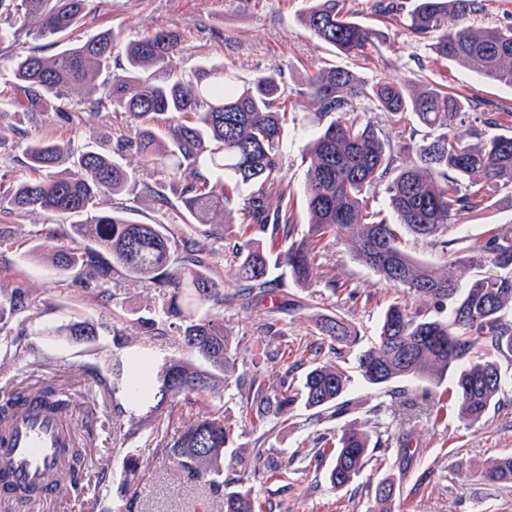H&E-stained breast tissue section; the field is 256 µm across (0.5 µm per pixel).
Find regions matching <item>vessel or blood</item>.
Masks as SVG:
<instances>
[{"label": "vessel or blood", "instance_id": "1", "mask_svg": "<svg viewBox=\"0 0 512 512\" xmlns=\"http://www.w3.org/2000/svg\"><path fill=\"white\" fill-rule=\"evenodd\" d=\"M7 437L0 443V462H7L9 486L36 488L52 498L66 494L58 483L73 438L56 415L38 403L11 416L4 424Z\"/></svg>", "mask_w": 512, "mask_h": 512}]
</instances>
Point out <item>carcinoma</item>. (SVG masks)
I'll return each mask as SVG.
<instances>
[{
    "label": "carcinoma",
    "instance_id": "obj_1",
    "mask_svg": "<svg viewBox=\"0 0 512 512\" xmlns=\"http://www.w3.org/2000/svg\"><path fill=\"white\" fill-rule=\"evenodd\" d=\"M309 2L301 24L337 55L361 54L377 38L374 30L345 16L342 0ZM95 10V0H0V14L17 17L25 28L36 25L38 38L63 43L49 57L33 52L11 61L0 84V116L13 109L44 112L47 96L53 95L67 98L71 122L81 116L78 107L88 105L105 117L122 112L130 124V133L120 134L113 151L95 145L75 150L54 137L31 139L29 174L0 189V213L38 211L68 223L63 234L46 230L49 244L37 245L39 255L61 281L99 289L105 308L112 303L107 284L116 276L168 293L166 322L205 367L173 356L156 381L130 388L131 403L152 399L156 422L173 399L227 382L235 371L224 323L199 315L206 305H224L223 280L212 273L218 250L165 224L132 222L121 209L99 210L100 197L124 193L135 171L168 178L201 223L215 213L242 214L232 273L250 289L273 287V266L288 268L297 285H310L318 275L315 250L331 237L381 282L430 302L433 315L399 304L386 309L377 338L357 358L366 385L415 380L438 386L450 374L457 415L472 425L512 395V375L501 367L503 359L512 362V225L493 229L479 245L457 234L465 216L487 204L483 187L512 194V130H497L498 112L411 79L368 83L343 66L319 69L308 80L307 96L322 129L308 145L302 195L309 222L298 239L290 208L272 210L267 203V190L280 184L287 123V113L275 108L284 94L279 76L264 72L244 81L219 64L201 65L187 79L169 70L181 44L173 29L129 42L125 63L114 70L112 31L69 42V34ZM481 10L482 0H415L409 29L433 38L438 57L512 87V25L476 30L467 19ZM450 15L461 21L451 30ZM150 70L155 76L147 75ZM478 109L480 129L467 125L469 113ZM370 112H382L397 125L415 120L440 133L421 143L401 135L394 140L377 128ZM381 185L396 224L367 209V195ZM258 231L270 235L267 253L253 238ZM403 231L437 247L444 267L406 252ZM457 267L479 274L463 284L454 276ZM487 267L498 274H481ZM6 301L12 316L32 304L22 288L10 290ZM319 332L336 343L359 341L358 332L334 312L321 318ZM351 385L342 367L317 365L301 392L281 380L250 414L259 422L281 418L301 400L309 409H330L340 417L350 410L345 394ZM32 397L23 387L0 393V422ZM38 397L50 410L69 414L66 398L49 392ZM235 428L219 406L177 439H160L159 446L188 479H202L224 497V512H257L252 490L224 489L221 459ZM379 446L368 430L340 429L329 448L332 487L359 476ZM83 464V449H71V462L59 477L79 484ZM479 477L512 483V455L489 462ZM394 493L390 480L375 487L377 512H391Z\"/></svg>",
    "mask_w": 512,
    "mask_h": 512
}]
</instances>
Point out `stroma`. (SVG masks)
Wrapping results in <instances>:
<instances>
[{
    "instance_id": "1",
    "label": "stroma",
    "mask_w": 512,
    "mask_h": 512,
    "mask_svg": "<svg viewBox=\"0 0 512 512\" xmlns=\"http://www.w3.org/2000/svg\"><path fill=\"white\" fill-rule=\"evenodd\" d=\"M372 3L344 2L351 18L380 34L363 54L348 58L335 56L302 27L300 16L307 0H98L96 11L74 37L80 40L109 28L125 43L173 28L182 44L170 67L182 76H191L208 61L224 62L245 77L279 72L289 101L299 105L285 128L281 174L295 194L292 221L302 227L308 216L299 191L310 164L306 145L318 129V119L315 108L302 107L301 101L309 77L318 68L340 64L367 80L408 76L424 84H443L460 95L498 105L501 124L512 127L511 87L484 81L459 63L437 59L431 39L415 36L406 20L375 12ZM125 125L124 117L106 120L87 110L77 124L56 112L38 118L22 111L8 113L0 119V181L25 172L31 138L53 136L75 149L91 141L108 149L115 132ZM149 181V175L137 174L122 195L101 197L100 210L119 206L133 222L182 228L183 207L159 208L145 189ZM486 196L492 207L470 212L459 228L476 245L492 228L512 222V196L495 189L487 190ZM46 221L39 213L9 217V233L0 238V290L20 287L33 299L22 319L0 321V389L16 385L36 391L52 386L71 398L72 427L85 454V478L79 493L31 501L24 507L1 499L0 512H224L222 497L208 485L179 475L158 448L150 425L127 438L115 424L112 406L127 401L133 358L143 357L154 377L168 358L181 353L172 336L157 335L155 330L164 317L167 295L117 278L111 283L112 304L105 308L96 289L61 284L47 265L30 254ZM231 230L217 215L209 223L192 226L191 234L207 238L219 250L216 271L224 279L226 301L207 312L223 320L235 339L237 373L255 378L261 391H268L283 372L297 388L315 364L354 366L361 346L371 344L390 304L426 306L425 300L403 289L381 284L372 270L351 260L343 243L334 239L317 248L320 276L310 287L297 288L281 267L271 271L281 280V288L239 298V285L228 276ZM331 278L336 281L332 288L327 285ZM329 310L359 330L361 346L333 347L321 340L317 322ZM73 319L94 324L95 338L79 340L61 333V326ZM21 322L28 329L32 351L19 359L10 342ZM116 327L125 333L124 346L112 342ZM91 365L107 374L120 366L116 394L96 386L87 371ZM448 390L445 383L433 387L407 380L394 382L388 392L356 384L347 394L351 409L340 418H318L297 403L281 420L255 426L247 412V390L221 383L175 402L164 428L169 437H178L213 406H223L225 417L238 425L234 444L224 451V478L233 488L252 489L261 512H373L374 488L385 479L396 486L392 512H512V487L478 476L488 462L512 453V405L496 406L479 425L471 426L458 419ZM349 425L376 428L383 446L359 477L336 489L328 481L327 465H316L313 457L322 437ZM404 435L410 439L406 457L397 442ZM130 457L142 464L132 477L126 472ZM276 462L281 468L275 472L271 466Z\"/></svg>"
}]
</instances>
